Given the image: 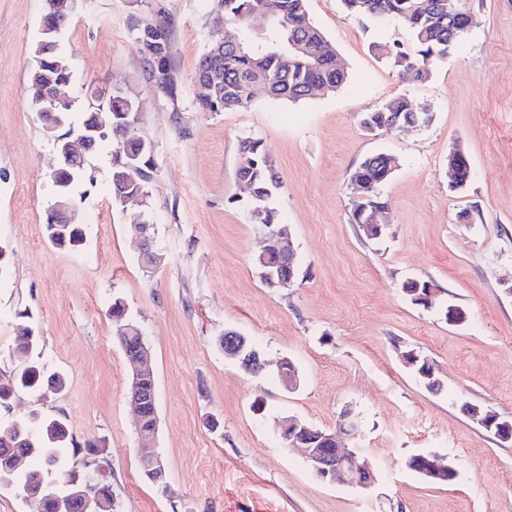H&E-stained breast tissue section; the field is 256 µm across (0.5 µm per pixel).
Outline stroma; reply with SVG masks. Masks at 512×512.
I'll use <instances>...</instances> for the list:
<instances>
[{
	"label": "stroma",
	"mask_w": 512,
	"mask_h": 512,
	"mask_svg": "<svg viewBox=\"0 0 512 512\" xmlns=\"http://www.w3.org/2000/svg\"><path fill=\"white\" fill-rule=\"evenodd\" d=\"M307 5L346 83L313 100L203 112L196 65L225 27L214 0H80L59 39L72 71L64 92L81 103L93 86L136 96L156 172L145 202L121 204L110 144L89 154L95 180L73 190L86 241L69 250L46 236L55 156L25 90L43 2L0 0V375L18 367L13 338L29 325L47 371L66 379L56 394L20 391L0 420L58 414L76 443L104 441L120 512H512V443L462 410L512 417V0H480L468 34L422 83L389 58L415 51L405 21L359 19L340 0ZM158 20L169 31L171 94L148 81L130 32ZM403 95L431 112L428 126L363 131V113ZM247 138L263 142L280 177L269 204L290 229L297 268L285 288L267 287L256 269L266 233L236 178ZM456 146L470 179L454 191ZM376 153L394 171L377 190L384 234L369 240L353 222L350 179ZM142 224L162 256L151 274ZM410 280L437 285L466 322L413 304L401 290ZM116 298L150 351L164 490L141 474L126 396L134 367L107 314ZM227 329L262 353V373L220 348ZM409 350L433 364L440 391L404 363ZM284 357L296 388L282 381ZM347 411L358 428L345 445L378 476L367 491L320 480L282 439L283 418L332 430ZM424 452L451 461L456 480L405 468Z\"/></svg>",
	"instance_id": "stroma-1"
}]
</instances>
